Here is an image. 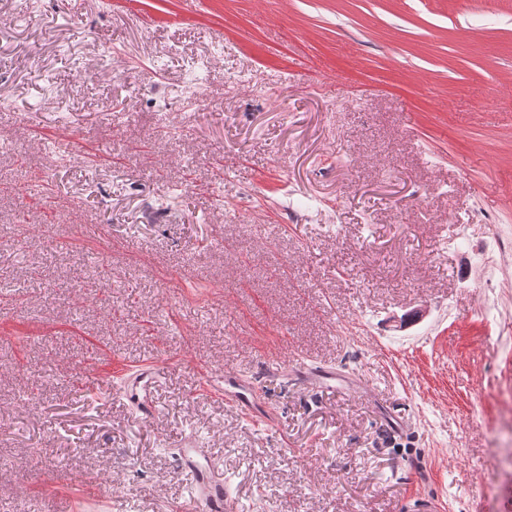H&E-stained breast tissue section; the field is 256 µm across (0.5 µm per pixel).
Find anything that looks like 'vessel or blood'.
I'll return each instance as SVG.
<instances>
[{
	"label": "vessel or blood",
	"instance_id": "obj_1",
	"mask_svg": "<svg viewBox=\"0 0 512 512\" xmlns=\"http://www.w3.org/2000/svg\"><path fill=\"white\" fill-rule=\"evenodd\" d=\"M280 373L302 382L313 391L336 382L350 390L359 387L353 377L338 375L335 369L299 361L281 368ZM154 379L153 371L137 372L129 376L123 390L124 397L147 422L157 416L151 395ZM220 381L226 404L264 424L273 423V413L263 405L257 387L247 376L234 370L227 371L221 374ZM177 459L180 471L190 480L189 497L194 512H235V506L224 490V478L216 473L206 449L186 444L184 448L178 449Z\"/></svg>",
	"mask_w": 512,
	"mask_h": 512
}]
</instances>
